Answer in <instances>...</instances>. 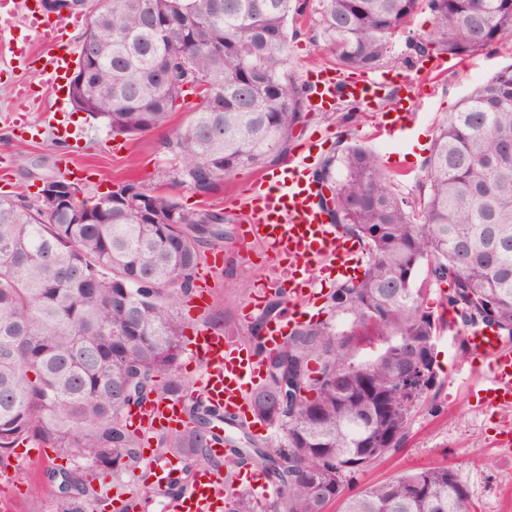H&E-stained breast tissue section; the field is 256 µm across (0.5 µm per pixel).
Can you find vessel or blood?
I'll use <instances>...</instances> for the list:
<instances>
[{"mask_svg":"<svg viewBox=\"0 0 512 512\" xmlns=\"http://www.w3.org/2000/svg\"><path fill=\"white\" fill-rule=\"evenodd\" d=\"M23 16L30 32L45 47L38 60L25 51L15 52L19 64L38 63L50 89H58L73 64L74 54L64 48L65 28L80 27L82 15L69 17L59 25L41 11L38 0H0V37L11 31L16 16ZM312 108H327L336 95L365 104L376 102L385 85L373 74L343 78L327 70L307 77ZM413 114L404 106L383 112L376 123L379 137L392 141L404 137ZM320 188L309 169V158L297 153L280 174L255 182L249 192V216L243 236L247 242L263 246L271 266L268 285L280 287L288 302L286 315L268 320L258 339L266 347L280 345L297 325V314L316 294L310 272L319 266L329 279L353 276L364 262L365 247L330 224L319 206ZM464 339L471 353L482 361L483 402L488 406L512 407V347L503 343L495 329L470 326ZM190 357L201 364L196 385L202 394L221 408L225 415L239 418L249 406V395L260 368L252 353L239 342L209 327L197 329L188 346ZM189 398L168 396L155 400L131 414L127 422L143 433L160 429H180L188 414ZM153 483L164 492L165 512H224L228 498L246 489L256 503H264L281 491L261 472L199 468L185 472L173 463L156 464Z\"/></svg>","mask_w":512,"mask_h":512,"instance_id":"vessel-or-blood-1","label":"vessel or blood"}]
</instances>
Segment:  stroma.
I'll return each instance as SVG.
<instances>
[{"instance_id": "1", "label": "stroma", "mask_w": 512, "mask_h": 512, "mask_svg": "<svg viewBox=\"0 0 512 512\" xmlns=\"http://www.w3.org/2000/svg\"><path fill=\"white\" fill-rule=\"evenodd\" d=\"M296 23L297 31L288 35L287 70L291 76L301 82L308 72L334 69V59L325 50L309 16L297 17ZM437 61L433 55L400 68L396 73L405 79V90L388 87L377 104L364 107L359 121L342 122L335 110L310 113L305 127L297 130L295 142L290 143L289 154H296L302 139L313 141L312 153L320 159L340 144L362 145L378 155L387 172L396 175V190L412 196L426 175V160L439 124L456 111L476 84L512 64V36L469 57H447V69L440 74L432 69ZM396 73L388 69L384 75L389 78ZM20 81L31 84L38 94L29 104L25 121L40 128V136L16 137L11 132L15 119L11 87ZM199 102L198 96H186L182 111L172 115L167 128L135 137L115 135L103 122L75 110L69 100L59 99L47 89L40 72L17 68L9 45L0 44V157L5 160L0 167V197L33 201L42 179L57 175L59 158L64 155L74 178L80 179L86 198L124 181L137 180L146 188L170 194L186 210L224 212L227 237L220 244L224 263L215 266L207 262L202 266L209 296L208 307L197 322L248 344L261 322L256 319L244 323L242 310L252 302L255 286L267 276L268 269L259 246L242 244L240 225L246 211V190L261 176L279 173L288 162L281 159L237 170L206 196L174 184L172 165L162 142L168 129L176 128ZM400 105L417 112L409 135L397 143L374 138L378 113ZM59 119L84 130L86 139H58L52 127ZM244 278L250 281V288H239ZM433 356L437 385L415 412L405 444L375 466L357 473L351 491L409 470L445 465L467 485L476 512H512V456L504 455L494 444L500 418L512 420V410L502 416L481 406L480 379L468 372L470 350L458 331L442 328ZM9 460L18 466L17 485L25 493L17 512H56L57 489L45 476L48 468L59 464L55 452H47L37 462L15 454Z\"/></svg>"}]
</instances>
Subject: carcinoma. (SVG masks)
I'll list each match as a JSON object with an SVG mask.
<instances>
[{"label": "carcinoma", "instance_id": "1", "mask_svg": "<svg viewBox=\"0 0 512 512\" xmlns=\"http://www.w3.org/2000/svg\"><path fill=\"white\" fill-rule=\"evenodd\" d=\"M313 28L345 70L369 72L429 53L481 52L512 33V0H316ZM297 0H105L90 15L77 66L86 79L71 100L115 135L163 127L199 83L198 109L165 140L174 182L209 195L224 178L288 149L308 118L307 87L288 73V22ZM426 10L432 28L392 40ZM315 178L333 224L366 245L362 278L328 297L336 322L298 326L279 347L287 370L251 395L254 420L281 431L278 447L232 423L226 440L278 481L274 512H475L456 472L435 466L356 493L353 475L401 447L437 374L427 341L438 304L462 322L512 336V66L476 86L440 125L418 198L393 187L376 154L360 145L325 157ZM150 200L154 218L133 207ZM104 204L108 220L86 217ZM0 198V464L23 442L55 448L72 466L47 470L62 488L58 512H85L97 492L87 465L114 474L139 462L141 437L125 422L151 397L186 392L177 371L184 323L203 248L224 239L217 213L190 212L166 193L125 181L93 202L45 214ZM190 425L160 447L195 467L223 413L192 400Z\"/></svg>", "mask_w": 512, "mask_h": 512}]
</instances>
